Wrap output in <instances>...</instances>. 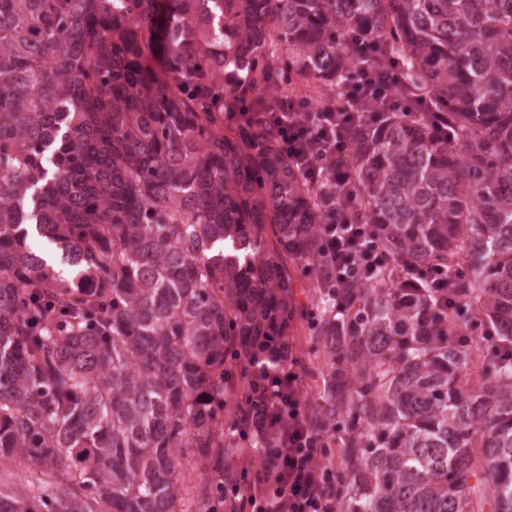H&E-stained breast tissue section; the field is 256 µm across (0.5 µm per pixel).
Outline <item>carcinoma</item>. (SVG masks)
<instances>
[{
    "instance_id": "1",
    "label": "carcinoma",
    "mask_w": 512,
    "mask_h": 512,
    "mask_svg": "<svg viewBox=\"0 0 512 512\" xmlns=\"http://www.w3.org/2000/svg\"><path fill=\"white\" fill-rule=\"evenodd\" d=\"M392 59L448 133L375 113L357 204L400 267L448 270L442 311L384 272L336 291L316 191L224 123L238 77L260 104ZM297 320L337 512H512V0H0V472L35 475L0 477V512H189L190 454L217 512L236 392ZM288 340L297 348L299 357L301 358L302 369H314L317 373L326 370V361L321 351H316L310 342V336L305 326L302 324L291 325L288 329Z\"/></svg>"
}]
</instances>
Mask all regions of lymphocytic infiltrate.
Here are the masks:
<instances>
[{
  "mask_svg": "<svg viewBox=\"0 0 512 512\" xmlns=\"http://www.w3.org/2000/svg\"><path fill=\"white\" fill-rule=\"evenodd\" d=\"M403 85L396 63L372 70L358 67L341 92L322 101L281 94L272 111L239 112L232 119L245 143L287 156L304 181L320 190L323 204L315 213L318 239L332 260L333 282L339 288L369 281L380 270L397 281L418 276L432 288L448 285L446 270L397 268L375 225L357 211L353 134L368 123L374 109L422 116V93L404 90ZM272 360L277 371L251 392L255 445L236 449L224 460L229 505L234 512H336L332 472L307 421L310 403L298 383L296 353L291 345L279 344ZM275 387L280 394L272 402L267 395Z\"/></svg>",
  "mask_w": 512,
  "mask_h": 512,
  "instance_id": "f902f5d3",
  "label": "lymphocytic infiltrate"
}]
</instances>
